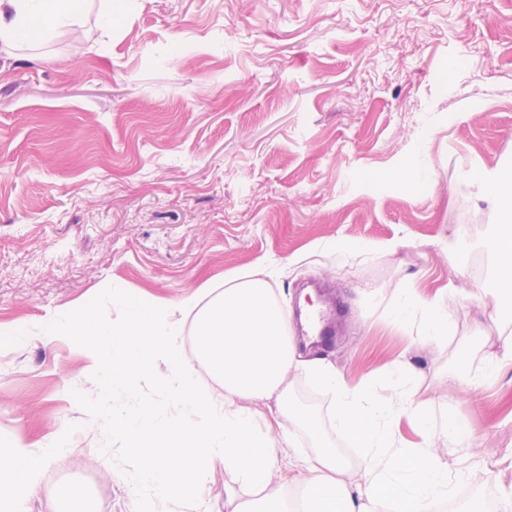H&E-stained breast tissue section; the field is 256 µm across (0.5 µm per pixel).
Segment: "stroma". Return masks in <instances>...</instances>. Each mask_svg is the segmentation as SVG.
<instances>
[{"label": "stroma", "instance_id": "1", "mask_svg": "<svg viewBox=\"0 0 512 512\" xmlns=\"http://www.w3.org/2000/svg\"><path fill=\"white\" fill-rule=\"evenodd\" d=\"M101 8L0 51V324L28 330L0 340V442L67 446L28 512H60L68 490L90 512L142 508L101 380L43 326L108 286L174 304L262 267L288 309L313 282L340 303L344 333L320 355L347 378L407 354L433 419L473 429L462 506L488 512L512 492V366L478 391L452 374L459 348L480 361L512 327L456 294L453 333L413 347L384 306L493 274L479 243L494 215L469 176L512 169V0H127L106 34ZM459 224L477 246L458 265ZM337 239L375 251L340 262ZM291 394L330 429L312 380L294 375ZM205 488L163 512L246 495L220 465Z\"/></svg>", "mask_w": 512, "mask_h": 512}]
</instances>
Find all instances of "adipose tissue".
Listing matches in <instances>:
<instances>
[{
    "label": "adipose tissue",
    "mask_w": 512,
    "mask_h": 512,
    "mask_svg": "<svg viewBox=\"0 0 512 512\" xmlns=\"http://www.w3.org/2000/svg\"><path fill=\"white\" fill-rule=\"evenodd\" d=\"M85 0H0V46L43 41L48 30L75 25ZM496 214L487 242L496 258L492 280L469 292L491 301L496 323H512V173L473 175ZM116 310L118 319L104 316ZM391 322L411 332L412 344L439 343L456 324L457 310L445 292L425 296L415 288L397 289L385 307ZM193 325V345L185 347V323ZM51 336H72L92 359L93 370L110 390L104 400L112 427L123 434L139 458L126 481L151 485L153 498L142 512H155L162 500L200 496L208 468L223 464L250 499L232 502L230 512H441L454 495L453 479L463 478L473 460V430L448 418L434 425L417 399L414 368L397 358L383 376L346 378L326 360L302 358L287 311L257 273L234 275L224 291L199 289L175 305L148 295L131 296L118 288L95 294L84 309L59 316ZM169 374L156 391L163 406L133 409L120 403L158 364ZM458 372L472 388L496 380L512 365V336L472 366L467 350L456 353ZM219 384H199L197 365ZM311 377L330 397L332 424L360 450L358 463L340 455L318 423L288 403L289 378ZM409 421L423 437L407 445L399 434ZM302 426L319 448L316 466L303 470L282 464L293 447L290 424ZM443 452H436V445ZM49 448L22 443L0 447V512H26V499L39 480ZM299 485L300 502L288 501L286 484Z\"/></svg>",
    "instance_id": "1"
}]
</instances>
